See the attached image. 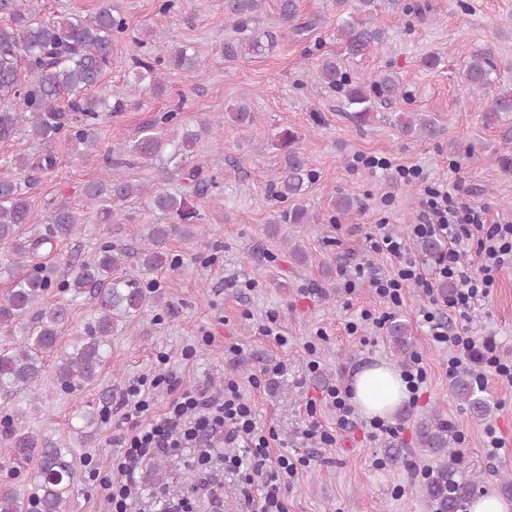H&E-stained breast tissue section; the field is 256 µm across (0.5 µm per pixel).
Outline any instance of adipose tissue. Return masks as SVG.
Returning <instances> with one entry per match:
<instances>
[{"label":"adipose tissue","instance_id":"ef3b65f1","mask_svg":"<svg viewBox=\"0 0 512 512\" xmlns=\"http://www.w3.org/2000/svg\"><path fill=\"white\" fill-rule=\"evenodd\" d=\"M349 391L351 403L370 419H388L410 397L401 373L383 363L356 371Z\"/></svg>","mask_w":512,"mask_h":512}]
</instances>
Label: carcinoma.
I'll return each mask as SVG.
<instances>
[{"mask_svg": "<svg viewBox=\"0 0 512 512\" xmlns=\"http://www.w3.org/2000/svg\"><path fill=\"white\" fill-rule=\"evenodd\" d=\"M336 8V38L343 41L351 54L371 44L384 42V30L373 26L374 17L385 10L403 12V0H332ZM264 0H224V13L237 37L224 42L222 55L227 60L258 57L270 52L277 35L255 27ZM124 15L105 4L90 18L61 15L45 21L33 8L32 0H0V142L12 139L28 128L29 135L50 145L61 135L85 151L96 150L95 127L102 112H122L125 104L116 98L110 104L93 94L105 73L112 69V45L127 35ZM205 60L199 47L176 46L165 57L142 53L133 58L126 73V85L140 87L149 82L152 90L164 91L163 70L169 66L193 67ZM323 88L340 91L344 110L359 125L371 121L377 105L386 104L403 94L397 78L384 74L368 82L354 76L347 66L333 57L318 65ZM465 79L474 90L487 89L498 83L497 66L486 52L474 54L464 67ZM186 98L178 95L174 108L162 113L140 130L137 139L108 150L112 180L108 184L92 182L83 188L86 202L97 208L104 221L122 224L126 218L113 208L118 202L148 197L156 222L148 225L140 236L142 247L130 250L112 243L101 246L91 262L69 266L63 278H54V268L38 261L44 250L53 252L56 242L77 233L78 217L63 205L49 212V232L30 240H22L17 228L31 223L28 203L30 184L14 173L0 175V245L6 248V262H0V274L9 278V287L0 297V329L12 340L0 344V396L12 397L32 392L44 370L47 357L57 351L61 330L69 321L67 304H47L44 297L51 288H62L70 301L90 296L99 303L98 317L76 338L71 351L56 358L53 365L58 384L76 390L94 381L106 362L109 338L117 332L118 319L142 314L157 298L146 289L156 284L127 273L131 259L145 272L175 269L166 243L174 233L192 239L201 236L200 214L188 197L204 198L217 186L216 176L203 166L193 165L199 133L184 130L175 140L161 135L157 128L165 126L184 111ZM512 117V87L496 94L483 112V124L494 126ZM224 118L239 130L251 125L249 108L238 106ZM404 135L428 138L436 134L434 119L423 113H402L394 121ZM275 148L284 154V165L270 180L269 191L277 202L288 207L274 214L273 224H308L310 216L304 205L315 174L299 151L300 135L284 128L274 139ZM147 161H160L166 172L177 176L191 188V193H172L146 187L126 178L121 169L126 155ZM57 163L53 152L36 157L15 158L14 166L51 170ZM334 210L342 215L357 214L360 202L349 194L335 198ZM387 335L395 348L407 354L410 349L408 326L398 317L392 318ZM456 398L471 417L486 419L492 412L491 401L483 387L466 374H458L451 384ZM418 445L423 454L434 458L425 469L424 494L430 512H467L476 493L475 481L466 478L454 449L453 427L438 415H430L417 423ZM13 467L36 463V491L23 504L12 491L0 490V512H62L73 484L69 449L52 441L40 442L18 428L9 433Z\"/></svg>", "mask_w": 512, "mask_h": 512, "instance_id": "obj_1", "label": "carcinoma"}]
</instances>
